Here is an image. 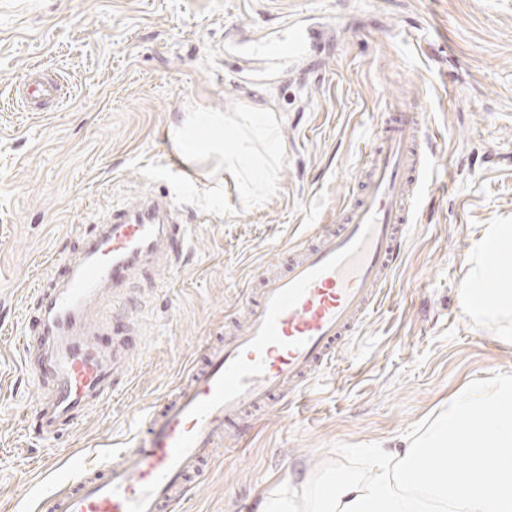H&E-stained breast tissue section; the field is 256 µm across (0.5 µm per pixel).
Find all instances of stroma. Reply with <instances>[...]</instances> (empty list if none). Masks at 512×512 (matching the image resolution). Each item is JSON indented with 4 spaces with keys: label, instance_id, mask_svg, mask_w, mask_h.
<instances>
[{
    "label": "stroma",
    "instance_id": "1",
    "mask_svg": "<svg viewBox=\"0 0 512 512\" xmlns=\"http://www.w3.org/2000/svg\"><path fill=\"white\" fill-rule=\"evenodd\" d=\"M289 23L315 33L301 56L238 68ZM35 69L63 81V107L17 106ZM398 101L421 104L433 154L380 305L301 392L226 438L168 512H255L335 445L399 447L471 381L512 371V346L460 302L474 242L512 224V0H0V512H46L75 463L98 467L131 441L262 273L341 222ZM251 104L271 108L282 149L245 195L183 160L167 131L201 107L223 113L230 138ZM146 191L178 208L181 254L132 277L101 320L127 316L143 349L129 383L45 440L21 364L31 285L74 257L76 226Z\"/></svg>",
    "mask_w": 512,
    "mask_h": 512
}]
</instances>
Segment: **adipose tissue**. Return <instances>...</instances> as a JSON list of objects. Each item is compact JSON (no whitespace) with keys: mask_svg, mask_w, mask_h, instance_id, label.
Segmentation results:
<instances>
[{"mask_svg":"<svg viewBox=\"0 0 512 512\" xmlns=\"http://www.w3.org/2000/svg\"><path fill=\"white\" fill-rule=\"evenodd\" d=\"M250 125L247 133L235 143H225L222 131L224 115L198 109L186 113L179 126L170 131L172 139L182 153L191 160L204 161L211 155H222L224 169L232 175L242 176L251 185L268 179L263 159L252 156L253 140L263 141L267 153L277 150L272 131L271 111L253 105L249 108ZM512 259V224H492L474 244L468 261V273L461 291V302L472 321L485 324L495 322L501 341L512 343V270L491 269L489 257Z\"/></svg>","mask_w":512,"mask_h":512,"instance_id":"obj_1","label":"adipose tissue"}]
</instances>
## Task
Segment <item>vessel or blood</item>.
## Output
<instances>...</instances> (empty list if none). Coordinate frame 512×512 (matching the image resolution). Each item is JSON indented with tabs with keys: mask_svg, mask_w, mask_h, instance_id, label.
<instances>
[{
	"mask_svg": "<svg viewBox=\"0 0 512 512\" xmlns=\"http://www.w3.org/2000/svg\"><path fill=\"white\" fill-rule=\"evenodd\" d=\"M295 26L279 56L298 54L312 39ZM61 85L33 73L25 101L32 112L55 110ZM428 141L423 114L410 104L388 109L372 134L363 176L351 191L342 224L321 230L285 271L263 277L244 324L204 346L200 359L153 407L129 447L100 469L79 468L51 498V512H166L213 457L246 413L297 391L335 359L346 336L378 302L398 267L406 224L424 190ZM181 225L166 199L112 207L78 235L75 257L55 260L35 289L25 366L51 379L33 410L53 437L128 380L138 343H98L92 319L112 290L170 253Z\"/></svg>",
	"mask_w": 512,
	"mask_h": 512,
	"instance_id": "vessel-or-blood-1",
	"label": "vessel or blood"
}]
</instances>
